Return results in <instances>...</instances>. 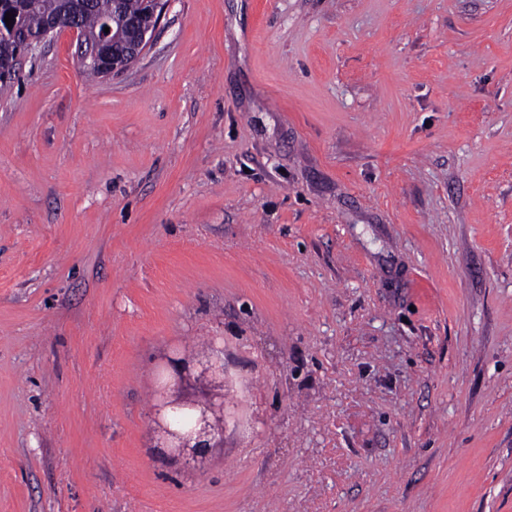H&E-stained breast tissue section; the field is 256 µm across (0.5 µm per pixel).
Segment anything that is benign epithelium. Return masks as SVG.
Returning <instances> with one entry per match:
<instances>
[{
    "mask_svg": "<svg viewBox=\"0 0 512 512\" xmlns=\"http://www.w3.org/2000/svg\"><path fill=\"white\" fill-rule=\"evenodd\" d=\"M85 5L84 0H67L45 16L40 33L22 38L15 27L0 23V39L16 46L11 54L0 57V74L16 72L24 57L58 34L70 37L77 58H93L101 77L126 71L149 46L152 29L122 21L117 36L109 32L90 35L77 24ZM167 367L172 373L155 391L151 426L155 447L173 458L201 465L212 449L224 445V391L228 386L224 347L179 351L168 357Z\"/></svg>",
    "mask_w": 512,
    "mask_h": 512,
    "instance_id": "obj_1",
    "label": "benign epithelium"
}]
</instances>
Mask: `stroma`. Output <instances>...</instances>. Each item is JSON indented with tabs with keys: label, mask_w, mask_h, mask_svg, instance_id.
Instances as JSON below:
<instances>
[{
	"label": "stroma",
	"mask_w": 512,
	"mask_h": 512,
	"mask_svg": "<svg viewBox=\"0 0 512 512\" xmlns=\"http://www.w3.org/2000/svg\"><path fill=\"white\" fill-rule=\"evenodd\" d=\"M233 381L203 468L167 356ZM0 512H512V0H170L0 93ZM166 365L173 371L155 391L154 447L173 458L201 465L212 448L224 445V391L228 386L224 346L212 345L201 352L179 351L168 357ZM186 410L194 418L190 426L182 427L180 415Z\"/></svg>",
	"instance_id": "stroma-1"
}]
</instances>
